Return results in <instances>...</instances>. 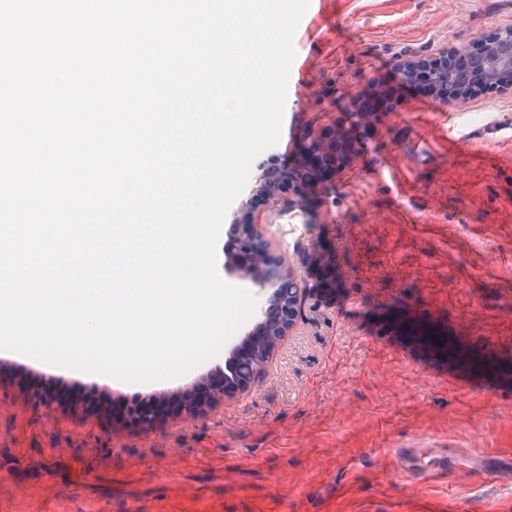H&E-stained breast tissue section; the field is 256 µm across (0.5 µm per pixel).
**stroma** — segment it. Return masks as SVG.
<instances>
[{
	"instance_id": "obj_1",
	"label": "stroma",
	"mask_w": 512,
	"mask_h": 512,
	"mask_svg": "<svg viewBox=\"0 0 512 512\" xmlns=\"http://www.w3.org/2000/svg\"><path fill=\"white\" fill-rule=\"evenodd\" d=\"M512 29V0H310L294 37L281 141L373 101L353 161L272 221L275 254L306 288L301 318L240 397L129 423L125 398L184 396L212 365L146 383L100 379L0 351V512H512L494 477L512 461V381L426 357L384 317L406 306L449 335L512 356V85L464 106L401 86L399 66ZM464 141L448 153L449 137ZM478 435L481 467L402 489L397 447Z\"/></svg>"
}]
</instances>
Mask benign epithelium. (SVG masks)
Instances as JSON below:
<instances>
[{
    "label": "benign epithelium",
    "instance_id": "benign-epithelium-1",
    "mask_svg": "<svg viewBox=\"0 0 512 512\" xmlns=\"http://www.w3.org/2000/svg\"><path fill=\"white\" fill-rule=\"evenodd\" d=\"M507 73L512 74V31L500 34L485 46L481 54L473 57L464 70V79L489 86ZM449 78V71L444 68H436L431 74L437 94L443 101L451 98L457 105H464L469 93L460 86L451 85ZM371 118L370 112L355 107L349 109L344 113L343 125L313 134L304 141L302 157L322 161L326 172L320 175L321 179L330 180L336 169L349 161L355 152L353 132L365 126ZM316 176L317 172L305 163L278 162L274 168L263 163L258 165L250 197L264 199L268 212L279 213L286 207H302L305 204L303 190ZM268 234L269 225L255 222L243 224L235 221L229 228L231 249L241 244L246 246L250 268L255 273L251 282L259 292L268 294L269 303L279 306L280 314L274 325L260 324L233 350L226 361L223 386L211 387L207 374L198 380L196 387L203 395L204 404L211 408L246 391L265 374L273 353L301 316L306 289L292 268L286 265L285 259L271 258ZM161 407L160 403L140 407L137 411L138 424L152 425Z\"/></svg>",
    "mask_w": 512,
    "mask_h": 512
}]
</instances>
